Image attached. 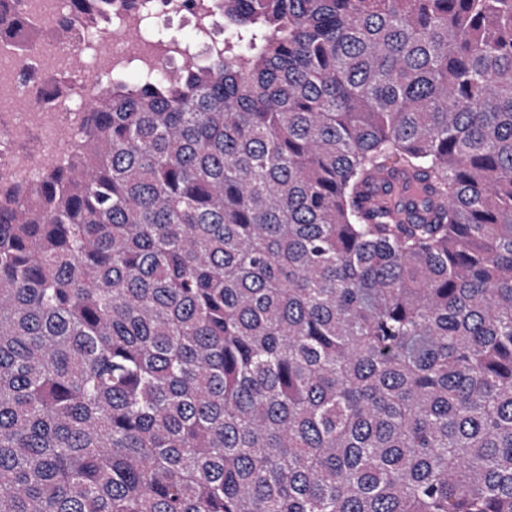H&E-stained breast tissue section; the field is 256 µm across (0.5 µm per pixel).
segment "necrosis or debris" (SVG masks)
<instances>
[{"instance_id": "1", "label": "necrosis or debris", "mask_w": 512, "mask_h": 512, "mask_svg": "<svg viewBox=\"0 0 512 512\" xmlns=\"http://www.w3.org/2000/svg\"><path fill=\"white\" fill-rule=\"evenodd\" d=\"M70 6V0H22L30 33L0 44V175L16 183L54 167L74 138L88 109L74 86L131 60L141 71L154 70L172 55L168 43L154 38L129 41L143 27L141 11L132 8L113 24L109 45L92 47L87 72L75 73L70 54L53 38ZM27 136L35 149L20 147Z\"/></svg>"}]
</instances>
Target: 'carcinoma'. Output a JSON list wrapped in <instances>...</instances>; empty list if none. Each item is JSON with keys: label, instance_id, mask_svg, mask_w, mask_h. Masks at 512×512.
<instances>
[{"label": "carcinoma", "instance_id": "1", "mask_svg": "<svg viewBox=\"0 0 512 512\" xmlns=\"http://www.w3.org/2000/svg\"><path fill=\"white\" fill-rule=\"evenodd\" d=\"M138 1L0 185V512H512V0ZM161 3L164 4L162 12L168 13L169 15H185L192 20L193 26L202 20L208 26L213 40H221L216 34L214 16L207 15L205 10L206 4L204 2L200 0H194L191 2L177 0L173 2Z\"/></svg>", "mask_w": 512, "mask_h": 512}]
</instances>
